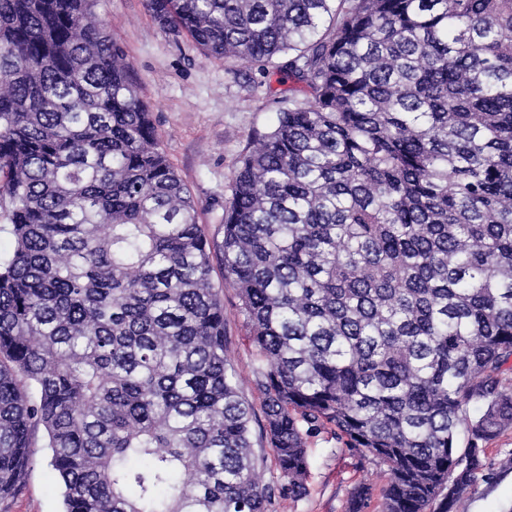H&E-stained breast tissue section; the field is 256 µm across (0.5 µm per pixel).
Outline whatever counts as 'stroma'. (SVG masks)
<instances>
[{
  "mask_svg": "<svg viewBox=\"0 0 512 512\" xmlns=\"http://www.w3.org/2000/svg\"><path fill=\"white\" fill-rule=\"evenodd\" d=\"M96 12L134 68L139 94L152 110L170 164L190 186L199 221L214 247L212 279L224 287L228 353L249 376L255 353L237 309L235 288L224 282L218 228L222 205L240 157L255 134L268 131L286 103L278 76L265 77L247 64L201 54L187 35L165 34L145 0H98ZM323 434L310 440L309 494L275 499L270 512H345L347 498L361 482L380 487L374 468L360 467ZM51 451L37 437L22 491L0 501V512H63L62 489L49 464ZM512 455V429L487 445L486 466L458 512H512V471L499 462Z\"/></svg>",
  "mask_w": 512,
  "mask_h": 512,
  "instance_id": "1",
  "label": "stroma"
}]
</instances>
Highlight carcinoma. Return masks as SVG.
I'll return each mask as SVG.
<instances>
[{"label":"carcinoma","instance_id":"obj_1","mask_svg":"<svg viewBox=\"0 0 512 512\" xmlns=\"http://www.w3.org/2000/svg\"><path fill=\"white\" fill-rule=\"evenodd\" d=\"M95 3L0 0V499L41 430L64 512H268L328 433L382 512H455L512 428V0H146L307 97L220 225L271 480L211 242ZM245 392L248 398L253 402L254 406V414L250 424L254 453L260 463L264 459L263 465L265 469V478L269 480L272 476H276L277 472L274 468L270 448L268 447L266 441L262 438L261 434L262 424L264 423L261 404L257 398V395L255 393H251V391L247 389V386L245 387Z\"/></svg>","mask_w":512,"mask_h":512}]
</instances>
